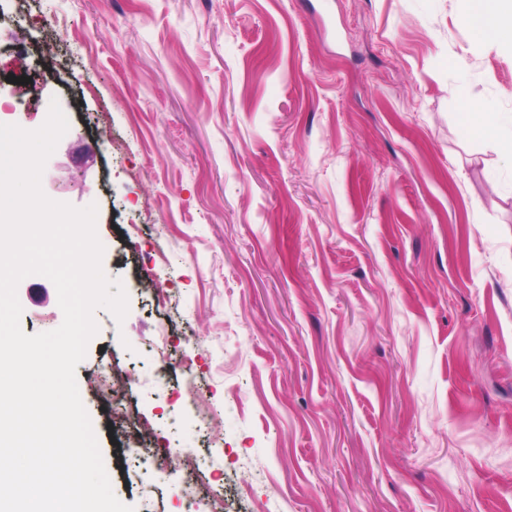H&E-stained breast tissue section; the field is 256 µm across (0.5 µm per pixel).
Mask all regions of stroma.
Returning a JSON list of instances; mask_svg holds the SVG:
<instances>
[{"instance_id":"1","label":"stroma","mask_w":512,"mask_h":512,"mask_svg":"<svg viewBox=\"0 0 512 512\" xmlns=\"http://www.w3.org/2000/svg\"><path fill=\"white\" fill-rule=\"evenodd\" d=\"M54 97L42 189L129 301L76 369L121 502L512 512V161L462 129L512 115V49L465 0H0V123Z\"/></svg>"}]
</instances>
